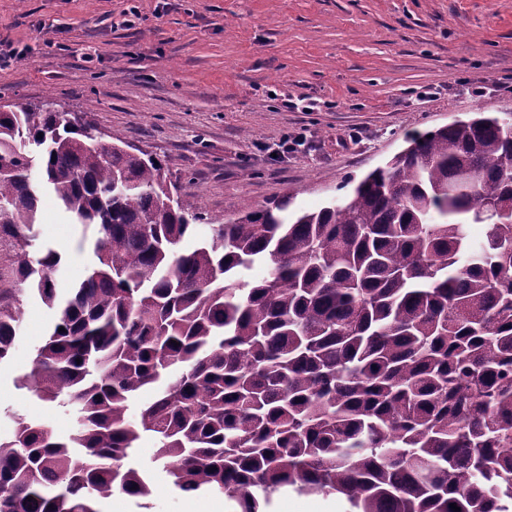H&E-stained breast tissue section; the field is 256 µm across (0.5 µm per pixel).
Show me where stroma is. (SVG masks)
<instances>
[{
	"mask_svg": "<svg viewBox=\"0 0 512 512\" xmlns=\"http://www.w3.org/2000/svg\"><path fill=\"white\" fill-rule=\"evenodd\" d=\"M0 38L23 53L0 69V104L44 100L107 136L168 160V182L196 194L210 222L290 195V211L344 198L407 136L512 109V0H0ZM497 85L479 100L462 83ZM425 101H417L419 92ZM316 99L290 112L287 99ZM301 137L290 152L284 138ZM38 244L59 250V287L80 281L90 242L52 196L42 198ZM55 318L24 307L10 361L0 365V433L16 415L68 437L75 416L17 388ZM145 437L130 459L154 483L121 492L99 512H236L223 494L174 489ZM351 512L345 496L275 493L270 512Z\"/></svg>",
	"mask_w": 512,
	"mask_h": 512,
	"instance_id": "obj_1",
	"label": "stroma"
}]
</instances>
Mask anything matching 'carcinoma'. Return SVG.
<instances>
[{
	"label": "carcinoma",
	"instance_id": "cac0c4a2",
	"mask_svg": "<svg viewBox=\"0 0 512 512\" xmlns=\"http://www.w3.org/2000/svg\"><path fill=\"white\" fill-rule=\"evenodd\" d=\"M407 143L338 202L290 216L287 195L183 251L204 213L163 160L48 102L0 112V364L38 295L55 320L16 385L78 422L60 439L14 419L0 512L150 497L126 466L144 436L175 489L238 512L286 487L512 512V120L481 107ZM45 190L93 228L66 294L61 253L35 247Z\"/></svg>",
	"mask_w": 512,
	"mask_h": 512
}]
</instances>
